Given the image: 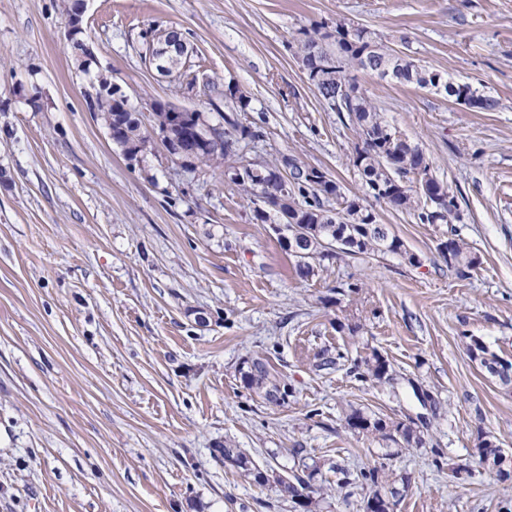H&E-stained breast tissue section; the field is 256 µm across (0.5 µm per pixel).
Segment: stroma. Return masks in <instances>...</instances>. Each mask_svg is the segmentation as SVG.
<instances>
[{"instance_id":"stroma-1","label":"stroma","mask_w":512,"mask_h":512,"mask_svg":"<svg viewBox=\"0 0 512 512\" xmlns=\"http://www.w3.org/2000/svg\"><path fill=\"white\" fill-rule=\"evenodd\" d=\"M68 4L0 0V512H293L225 466L226 443L282 470L305 449L330 482L331 465L389 461L411 479L394 512H512V473L487 464L452 483L430 457L439 448L446 464L470 463L482 434L512 456V390L463 343L478 337L512 361V0H88L92 72L133 103L170 101L215 122L238 85L253 106L238 120L260 134L247 159L293 156L350 195L356 136L308 81L301 29L353 24L498 100L480 111L356 72L459 193L456 227L481 265L460 276L437 251L447 225L379 204L420 265L343 254L306 280L223 179L188 172L158 144L128 164L91 111ZM153 24L182 32L200 86L179 89L145 62ZM345 279L361 283L367 309L353 335L325 302ZM326 349L352 360L378 350L395 379L315 371ZM256 354L292 386L287 404L240 383L236 367ZM351 405L413 419L426 447L352 434Z\"/></svg>"}]
</instances>
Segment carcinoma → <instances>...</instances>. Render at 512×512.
Here are the masks:
<instances>
[{
    "label": "carcinoma",
    "mask_w": 512,
    "mask_h": 512,
    "mask_svg": "<svg viewBox=\"0 0 512 512\" xmlns=\"http://www.w3.org/2000/svg\"><path fill=\"white\" fill-rule=\"evenodd\" d=\"M298 50L308 68V80L321 100L339 114L340 120L356 134L351 166L361 184L362 194L348 195L339 181L324 174L320 181L301 176L283 181L280 167L284 159L259 163L252 170L246 163L245 145L259 137L258 132L235 119L237 112L251 110V97L239 87L227 85L221 115V146L205 142L198 135L201 124L210 122L203 112L171 117L167 107L150 104L148 115L140 107L124 101L96 100L94 116L111 135L112 143L122 153H145L148 129L178 126L172 142L174 156L186 170L206 167L224 183L249 196L252 219L260 224L278 225V241L284 249L296 246L306 254L295 258V273L302 279L315 274L322 262L346 255L395 254L409 265L421 264L418 255L409 252L403 241L389 225L378 222L377 214L368 200L383 203L395 211L413 216L420 224H452L461 220L460 203L448 183L431 173L429 159L423 149L412 142L398 127L387 122L380 109L371 101L349 70L359 69L382 80L415 84L443 93L470 108L493 111L498 101L482 93L470 83L453 81L448 75L421 68L376 42L367 32L345 23H337L334 31L319 25L302 32ZM441 256L463 277L481 264L479 254L457 233L450 229L442 242ZM361 292L356 282L340 281L330 289L328 302L350 306ZM465 347L470 358L479 363L490 376L503 386L512 387V361L488 350L474 336L466 337ZM348 361L340 350H325L319 355L314 369L332 371ZM351 373L363 383H388L393 369L380 352L353 362ZM236 374L244 388L253 391L269 404L281 405L292 395L288 383L272 368L269 360L259 355L244 359ZM345 428L355 435L372 436L409 447L426 445L424 433L411 419H393L362 408L349 406L344 415ZM249 483L258 487L273 486L279 497L291 502L300 512H314L319 503L332 493L349 488L368 490L364 512H393L395 503L390 496V474L384 465L350 469L332 467L336 472V488L315 485L321 464L295 448L297 465L281 472L272 464H259L239 448L226 443L219 449ZM476 456L481 464L500 467L506 457L496 440L485 436L479 441Z\"/></svg>",
    "instance_id": "obj_1"
}]
</instances>
